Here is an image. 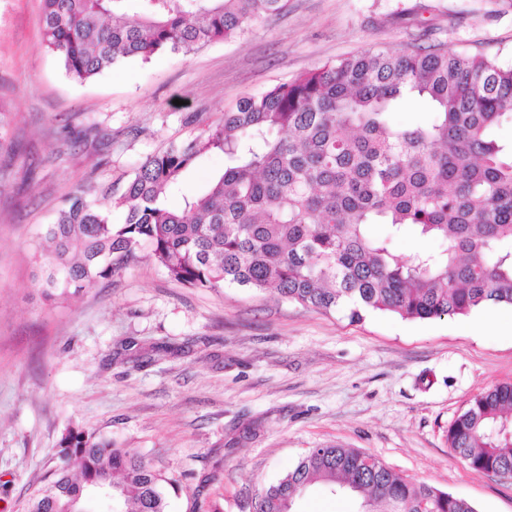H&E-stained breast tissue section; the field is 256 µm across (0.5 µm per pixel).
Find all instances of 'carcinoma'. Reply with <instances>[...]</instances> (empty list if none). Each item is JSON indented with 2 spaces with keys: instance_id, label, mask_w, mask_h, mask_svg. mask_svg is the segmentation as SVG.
<instances>
[{
  "instance_id": "obj_1",
  "label": "carcinoma",
  "mask_w": 512,
  "mask_h": 512,
  "mask_svg": "<svg viewBox=\"0 0 512 512\" xmlns=\"http://www.w3.org/2000/svg\"><path fill=\"white\" fill-rule=\"evenodd\" d=\"M284 0H43L47 49L85 81L125 59L185 56L241 35ZM415 101L421 123L394 114ZM512 67L427 48L367 50L266 93L241 97L204 137L172 143L135 170L112 209L79 189L37 234L42 283L67 299L109 279L137 253L187 288L274 291L350 320L389 312L423 321L512 307ZM224 171L172 209L167 192L209 152ZM373 224L387 232L374 236ZM413 234L432 251L396 254ZM478 471L512 480V383L476 394L446 433ZM54 471L24 512L86 509L112 487V512H168L166 479L139 454L72 424ZM321 483L359 512H476L467 500L408 482L353 448H312L260 497L259 512H292Z\"/></svg>"
}]
</instances>
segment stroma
Listing matches in <instances>:
<instances>
[{
    "label": "stroma",
    "instance_id": "35a3bbf8",
    "mask_svg": "<svg viewBox=\"0 0 512 512\" xmlns=\"http://www.w3.org/2000/svg\"><path fill=\"white\" fill-rule=\"evenodd\" d=\"M41 17L42 0H0V512H23L60 466L72 423L171 479L169 512H253L325 444L476 512H512V483L474 471L445 439L474 395L512 382L511 307L353 321L270 291L187 288L143 252L80 295L48 300L34 245L69 193L120 195L139 163L206 135L242 95L325 63L440 43L511 67L512 0H285L240 36L83 82L45 47ZM223 169V155H209L169 205Z\"/></svg>",
    "mask_w": 512,
    "mask_h": 512
}]
</instances>
